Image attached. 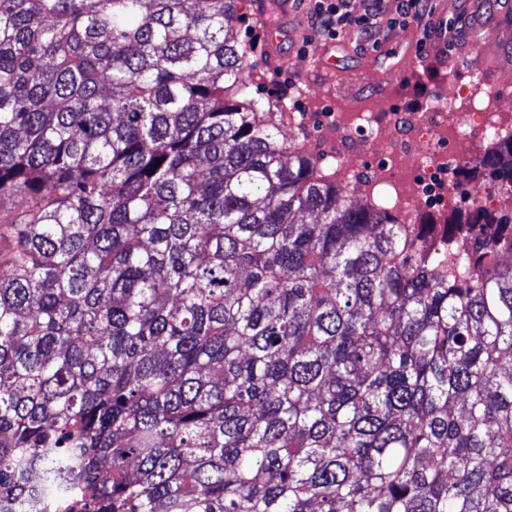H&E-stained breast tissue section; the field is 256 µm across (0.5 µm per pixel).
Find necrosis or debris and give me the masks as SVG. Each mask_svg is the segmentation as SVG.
Instances as JSON below:
<instances>
[{"instance_id": "4bbe7bcc", "label": "necrosis or debris", "mask_w": 512, "mask_h": 512, "mask_svg": "<svg viewBox=\"0 0 512 512\" xmlns=\"http://www.w3.org/2000/svg\"><path fill=\"white\" fill-rule=\"evenodd\" d=\"M508 96L478 79L454 84L431 111L413 112L397 100L369 94L340 98L312 117L289 115L297 126L316 121L320 135L305 149L330 160L343 186L380 189L379 208L400 223L458 210H497L512 182L475 183L464 173L499 138L512 135Z\"/></svg>"}]
</instances>
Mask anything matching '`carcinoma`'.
Masks as SVG:
<instances>
[{"mask_svg":"<svg viewBox=\"0 0 512 512\" xmlns=\"http://www.w3.org/2000/svg\"><path fill=\"white\" fill-rule=\"evenodd\" d=\"M242 2L0 0V512H512V203L353 204ZM32 494L26 502L24 512H55L50 505L53 501L64 497H75L76 486L61 477L53 484L47 483L39 473L32 475Z\"/></svg>","mask_w":512,"mask_h":512,"instance_id":"1","label":"carcinoma"}]
</instances>
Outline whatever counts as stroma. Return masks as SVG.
I'll return each mask as SVG.
<instances>
[{
  "mask_svg": "<svg viewBox=\"0 0 512 512\" xmlns=\"http://www.w3.org/2000/svg\"><path fill=\"white\" fill-rule=\"evenodd\" d=\"M476 3L482 4L484 15L469 31L470 44L444 57L434 52L422 59L404 57L405 38L418 36L412 26L392 30L378 51L367 54L357 53L355 34H347L335 45L346 74L340 80L326 78L313 67L324 42L307 26V0H246L237 29L241 40L253 46L249 58L252 95L263 101L284 97L296 111L316 112L348 93L372 88L387 67L398 63L402 69L389 84V91L409 109L428 111L433 100L462 77L464 68H476L474 45L484 43L496 28L512 34V6H500L493 0H433L432 8L436 16L453 19ZM279 21L288 23L297 35L279 45L282 62L274 67L267 42H256L255 37L266 34L268 25Z\"/></svg>",
  "mask_w": 512,
  "mask_h": 512,
  "instance_id": "obj_1",
  "label": "stroma"
}]
</instances>
